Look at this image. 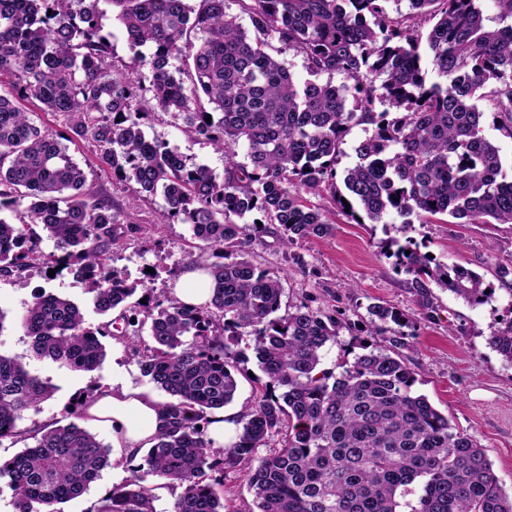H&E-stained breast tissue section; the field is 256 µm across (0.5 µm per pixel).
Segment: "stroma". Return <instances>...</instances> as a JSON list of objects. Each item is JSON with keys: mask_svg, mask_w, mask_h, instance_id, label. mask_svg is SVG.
Returning a JSON list of instances; mask_svg holds the SVG:
<instances>
[{"mask_svg": "<svg viewBox=\"0 0 512 512\" xmlns=\"http://www.w3.org/2000/svg\"><path fill=\"white\" fill-rule=\"evenodd\" d=\"M23 107L33 113L37 124L68 139L69 152L85 171L88 187L111 197L119 224L127 228L112 246V267L132 281L151 277L156 291L170 288L175 273L183 271L198 254L189 226L164 218L162 195L132 193L129 184L116 181L109 170L100 168L94 143L73 137L63 118L36 111L29 101ZM144 130L207 166L216 178H223V154L184 132L172 114L152 112ZM328 218L336 227L334 234L294 245L290 251L298 256V263L287 262V250L272 226L253 240L249 260L258 268L281 275L283 306L313 297L318 305L336 308L346 322L359 326L368 325L367 309L376 303L408 315L412 325L402 354L415 375V391L481 445L501 487L512 495V365L486 342L491 327L512 320V275L502 279L497 274L498 264L512 260V224H460L447 215L408 227L398 217L386 225L358 224L334 209ZM392 238L413 239L436 260L479 273L493 288L491 300L473 306L434 285L427 292H419L411 275L398 271L393 259L386 256L385 245ZM42 289L74 301L87 324L97 326L105 321L94 308L85 284L72 274L65 272L52 279L47 268L38 265L27 271L21 285L0 276V310L6 314L7 326L0 334V353L26 363L53 389L39 412L20 422V429L84 424V417L74 410L75 395L111 387L117 377L132 387L151 389L132 349L112 340L106 343L103 364L92 372L61 369L51 361L32 359L31 340L21 329L20 320L34 293ZM235 348L242 353L239 387L225 412L237 419L259 398L262 373L251 337H239ZM131 475L127 466L106 467L86 493L64 504V512H93L103 496Z\"/></svg>", "mask_w": 512, "mask_h": 512, "instance_id": "obj_1", "label": "stroma"}]
</instances>
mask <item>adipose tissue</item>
<instances>
[{"label": "adipose tissue", "mask_w": 512, "mask_h": 512, "mask_svg": "<svg viewBox=\"0 0 512 512\" xmlns=\"http://www.w3.org/2000/svg\"><path fill=\"white\" fill-rule=\"evenodd\" d=\"M84 413L89 424L112 428V441L125 457H139L167 426V410L155 394L123 386L96 392Z\"/></svg>", "instance_id": "1"}]
</instances>
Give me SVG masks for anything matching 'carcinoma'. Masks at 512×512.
<instances>
[{
    "label": "carcinoma",
    "mask_w": 512,
    "mask_h": 512,
    "mask_svg": "<svg viewBox=\"0 0 512 512\" xmlns=\"http://www.w3.org/2000/svg\"><path fill=\"white\" fill-rule=\"evenodd\" d=\"M99 2L0 0V210L25 206L29 223L55 242L54 268L87 281L98 312L118 311L92 328L69 298L35 295L21 319L32 358L91 372L106 357L102 339H114L134 349L142 374L170 396L168 429L94 512H156L150 477L181 489L171 512H224L222 481L212 474L236 468L247 470L257 512H512L477 442L415 392L398 352L408 317L370 306L373 328L357 331L360 352L323 369L324 348L350 324L334 308L305 303L279 314L281 276L245 252L268 224L285 248L332 234L323 206L302 190L327 194L358 224L394 214L406 224L436 214L512 224V178L478 106L490 102L497 129L512 139V0H494L495 25L483 0H406L400 21L388 15L391 0H241L251 33L225 0H108L131 52L123 72L112 70ZM273 40L303 57L306 78L267 51ZM323 74L346 82L323 83ZM21 100L64 116L113 177L163 195L164 217L189 225L200 242L194 263L217 285L209 303L152 297L145 281L110 267L120 235L112 200L86 187L67 147ZM155 109L224 153L223 180L146 136L143 119ZM361 124L373 133L339 183V147ZM241 148L245 165L234 161ZM253 213L261 218L247 221ZM9 243L0 276L22 284L41 252L0 218V247ZM391 245L416 287L431 281L472 306L491 298L474 271L440 263L410 239ZM239 336L253 337L267 381L236 440L216 448L207 426L237 392ZM487 342L512 364V320ZM52 393L0 353V439L33 440L0 462L14 512H61L112 465L111 446L75 423L18 430ZM274 434L280 447L259 454Z\"/></svg>",
    "instance_id": "cac0c4a2"
}]
</instances>
